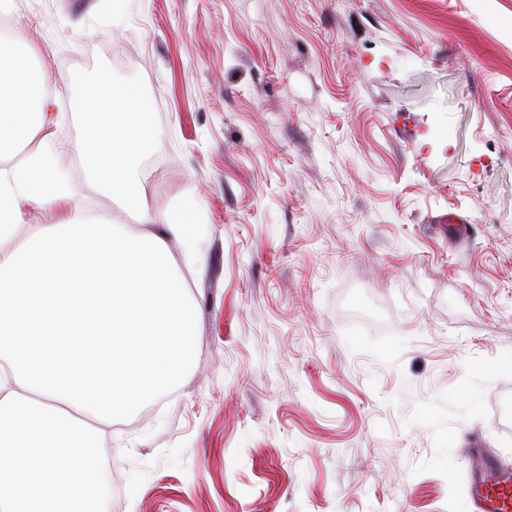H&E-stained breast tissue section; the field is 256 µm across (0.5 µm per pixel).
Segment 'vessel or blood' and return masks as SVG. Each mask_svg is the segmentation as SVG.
Masks as SVG:
<instances>
[{
	"mask_svg": "<svg viewBox=\"0 0 512 512\" xmlns=\"http://www.w3.org/2000/svg\"><path fill=\"white\" fill-rule=\"evenodd\" d=\"M463 441L469 512H512V468L501 464L496 449L485 447L481 434L465 433Z\"/></svg>",
	"mask_w": 512,
	"mask_h": 512,
	"instance_id": "1",
	"label": "vessel or blood"
}]
</instances>
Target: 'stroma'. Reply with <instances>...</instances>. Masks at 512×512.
<instances>
[{"label": "stroma", "mask_w": 512, "mask_h": 512, "mask_svg": "<svg viewBox=\"0 0 512 512\" xmlns=\"http://www.w3.org/2000/svg\"><path fill=\"white\" fill-rule=\"evenodd\" d=\"M77 138L145 93L165 216L202 220L197 350L105 427L121 512H467L512 465V0H0ZM77 204L116 210L84 175ZM463 441L469 512H511L512 469L501 464L496 449L484 447L481 434L465 433Z\"/></svg>", "instance_id": "obj_1"}]
</instances>
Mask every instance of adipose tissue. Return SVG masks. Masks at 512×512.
<instances>
[{
  "mask_svg": "<svg viewBox=\"0 0 512 512\" xmlns=\"http://www.w3.org/2000/svg\"><path fill=\"white\" fill-rule=\"evenodd\" d=\"M23 53L0 43V512H102L99 425L174 387L196 352L178 271L197 255L196 203L152 213L140 166L157 134L136 86L88 82L65 149L44 70ZM71 154L119 218L74 203ZM30 207L64 217L31 224Z\"/></svg>",
  "mask_w": 512,
  "mask_h": 512,
  "instance_id": "obj_1",
  "label": "adipose tissue"
}]
</instances>
